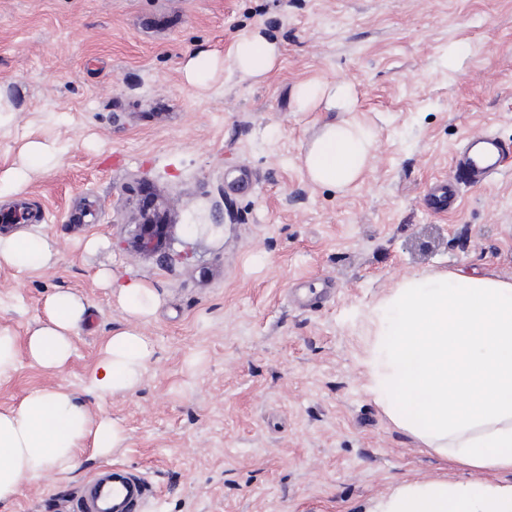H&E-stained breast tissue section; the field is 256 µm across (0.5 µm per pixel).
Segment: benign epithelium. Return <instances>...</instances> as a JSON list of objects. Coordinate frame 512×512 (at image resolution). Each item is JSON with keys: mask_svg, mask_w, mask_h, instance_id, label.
I'll list each match as a JSON object with an SVG mask.
<instances>
[{"mask_svg": "<svg viewBox=\"0 0 512 512\" xmlns=\"http://www.w3.org/2000/svg\"><path fill=\"white\" fill-rule=\"evenodd\" d=\"M122 193L138 197L140 203V221L133 235V250L144 257L166 254L171 225L167 224L166 211L158 203V197L149 193L147 184L135 177L123 185Z\"/></svg>", "mask_w": 512, "mask_h": 512, "instance_id": "benign-epithelium-1", "label": "benign epithelium"}]
</instances>
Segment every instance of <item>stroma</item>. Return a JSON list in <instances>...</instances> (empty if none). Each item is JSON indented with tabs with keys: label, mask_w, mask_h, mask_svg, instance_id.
Segmentation results:
<instances>
[{
	"label": "stroma",
	"mask_w": 512,
	"mask_h": 512,
	"mask_svg": "<svg viewBox=\"0 0 512 512\" xmlns=\"http://www.w3.org/2000/svg\"><path fill=\"white\" fill-rule=\"evenodd\" d=\"M257 27L282 49L263 81H185L190 53L228 55ZM312 79L351 83V117L375 135L352 188L313 184L301 161L325 115L295 111L292 91ZM0 93L14 105L0 177L27 141L57 150L0 213L27 208L58 248L51 269L0 268V328L25 338L58 291L90 310L67 366L20 358L0 410L62 387L125 433L24 486L8 512H45L109 465L150 480L152 512H367L402 481L469 479L373 400L368 360L375 309L405 278L512 280V165L461 187L448 213L424 203L467 137L512 143V0H0ZM243 169L247 189L233 183ZM134 176L171 207L173 264L131 248ZM93 237L105 245L90 252ZM102 269L162 296L139 326L156 349L142 385L103 400L91 372L126 314ZM308 280L335 295L297 308L288 294Z\"/></svg>",
	"instance_id": "obj_1"
}]
</instances>
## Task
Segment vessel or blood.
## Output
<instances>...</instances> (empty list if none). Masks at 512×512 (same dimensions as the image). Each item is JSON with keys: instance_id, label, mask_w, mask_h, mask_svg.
Returning <instances> with one entry per match:
<instances>
[{"instance_id": "vessel-or-blood-1", "label": "vessel or blood", "mask_w": 512, "mask_h": 512, "mask_svg": "<svg viewBox=\"0 0 512 512\" xmlns=\"http://www.w3.org/2000/svg\"><path fill=\"white\" fill-rule=\"evenodd\" d=\"M512 161V146L490 135L471 137L455 153L451 177L436 180L426 205L436 212L456 207L459 184H477L499 174ZM152 486L145 476L113 467L99 471L64 501L66 512H145Z\"/></svg>"}]
</instances>
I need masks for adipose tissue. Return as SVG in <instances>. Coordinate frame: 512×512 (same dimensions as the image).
I'll use <instances>...</instances> for the list:
<instances>
[{
  "mask_svg": "<svg viewBox=\"0 0 512 512\" xmlns=\"http://www.w3.org/2000/svg\"><path fill=\"white\" fill-rule=\"evenodd\" d=\"M281 57L262 30L241 33L229 58L201 49L184 61L186 81L208 89L232 67L259 81ZM299 112H331L302 153L310 180L346 189L369 166L375 141L347 120L356 99L345 81H306L295 86ZM57 249L48 236L16 231L0 235V267L22 272L47 269ZM100 279L128 316L113 328L91 376L99 398L131 392L155 359L153 345L138 330L160 306L157 288L103 270ZM45 318L29 331L25 346L0 330V381L16 370L19 354L40 367L63 368L73 354V334L89 317L72 292L45 303ZM381 345L372 361L370 391L394 423L423 447L480 472L470 481L416 479L399 483L370 512H512V281L462 273L404 280L376 311ZM125 441L108 417L90 423L84 403L57 388L28 392L17 409L0 411V507L21 487L51 472H73L90 447L108 455Z\"/></svg>",
  "mask_w": 512,
  "mask_h": 512,
  "instance_id": "1",
  "label": "adipose tissue"
}]
</instances>
